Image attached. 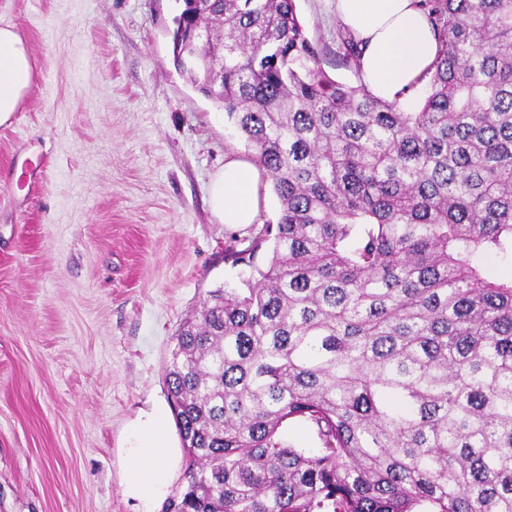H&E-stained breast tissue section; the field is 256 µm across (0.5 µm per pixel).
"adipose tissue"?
<instances>
[{
    "label": "adipose tissue",
    "instance_id": "adipose-tissue-1",
    "mask_svg": "<svg viewBox=\"0 0 512 512\" xmlns=\"http://www.w3.org/2000/svg\"><path fill=\"white\" fill-rule=\"evenodd\" d=\"M336 17L358 41L360 74L378 98L410 107L411 92L431 72L438 39L420 0H336ZM33 82L26 46L10 28H0V124L20 106ZM261 178L250 162L230 156L213 175L209 203L220 223H254L261 204ZM180 451L168 436L161 407L131 423L125 450L124 491L139 512H154L177 465Z\"/></svg>",
    "mask_w": 512,
    "mask_h": 512
}]
</instances>
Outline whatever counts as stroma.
Masks as SVG:
<instances>
[{"instance_id":"35a3bbf8","label":"stroma","mask_w":512,"mask_h":512,"mask_svg":"<svg viewBox=\"0 0 512 512\" xmlns=\"http://www.w3.org/2000/svg\"><path fill=\"white\" fill-rule=\"evenodd\" d=\"M321 66L337 56L331 0H296ZM181 0H0L34 83L0 125V512H136L128 428L167 405L165 366L208 291L241 284L230 241L276 223L220 224L209 183L252 151L173 63Z\"/></svg>"}]
</instances>
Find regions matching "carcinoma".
<instances>
[{
    "label": "carcinoma",
    "instance_id": "1",
    "mask_svg": "<svg viewBox=\"0 0 512 512\" xmlns=\"http://www.w3.org/2000/svg\"><path fill=\"white\" fill-rule=\"evenodd\" d=\"M422 7L440 51L406 112L324 72L296 0H183L174 64L280 210L175 336L165 512H512V278L482 266L512 258V0ZM281 436L288 444L297 448L311 449L320 447V442L314 428L305 422H289L281 429Z\"/></svg>",
    "mask_w": 512,
    "mask_h": 512
}]
</instances>
